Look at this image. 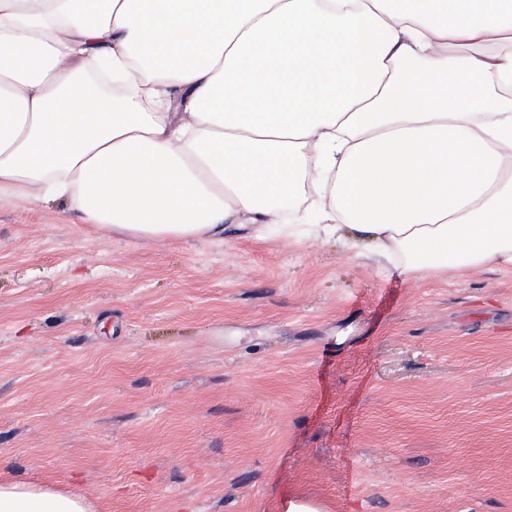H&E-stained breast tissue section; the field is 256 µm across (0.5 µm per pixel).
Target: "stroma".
Wrapping results in <instances>:
<instances>
[{
    "label": "stroma",
    "instance_id": "obj_1",
    "mask_svg": "<svg viewBox=\"0 0 512 512\" xmlns=\"http://www.w3.org/2000/svg\"><path fill=\"white\" fill-rule=\"evenodd\" d=\"M0 478L96 512H512V272L1 198Z\"/></svg>",
    "mask_w": 512,
    "mask_h": 512
}]
</instances>
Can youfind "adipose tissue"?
I'll use <instances>...</instances> for the list:
<instances>
[{
    "instance_id": "obj_1",
    "label": "adipose tissue",
    "mask_w": 512,
    "mask_h": 512,
    "mask_svg": "<svg viewBox=\"0 0 512 512\" xmlns=\"http://www.w3.org/2000/svg\"><path fill=\"white\" fill-rule=\"evenodd\" d=\"M308 187L393 272L512 271V0H0V194L190 243Z\"/></svg>"
}]
</instances>
